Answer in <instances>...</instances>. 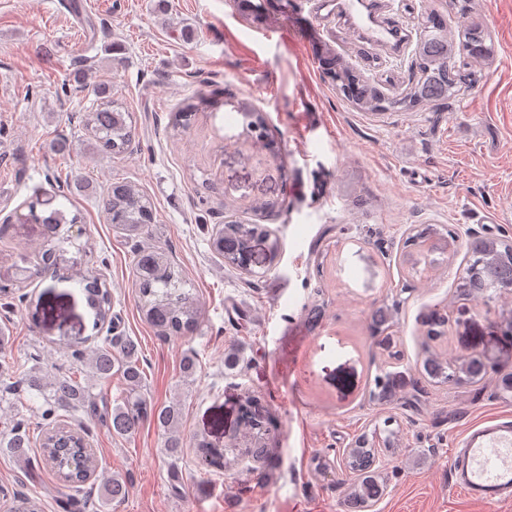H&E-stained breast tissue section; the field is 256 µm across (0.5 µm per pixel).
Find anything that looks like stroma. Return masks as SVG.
Returning <instances> with one entry per match:
<instances>
[{
	"instance_id": "1",
	"label": "stroma",
	"mask_w": 512,
	"mask_h": 512,
	"mask_svg": "<svg viewBox=\"0 0 512 512\" xmlns=\"http://www.w3.org/2000/svg\"><path fill=\"white\" fill-rule=\"evenodd\" d=\"M69 3L48 11L42 0H0V340L16 377L76 372L102 407L123 392L121 376L102 383L72 355L114 332L131 337L145 393L180 401L186 441L173 459L153 423L124 439L80 415L72 426L100 473L77 494L85 512H345V453L388 417L402 440L367 512H512V502L488 509L450 476L466 427L512 416L497 388L512 372V289L483 297L458 286L469 238L512 239V0H372L382 25L399 23L398 47L373 42L343 12L318 22L324 55L390 97L408 89L426 13L452 32L475 24L491 35L494 56L464 95L376 113L337 93L278 10L254 16L234 0ZM102 81L132 115L121 159L92 149L82 128ZM201 93L215 107L173 129V112ZM243 107L262 112L267 140L241 138ZM63 140L69 151H54ZM116 180L152 202L145 241L179 266L201 310L197 334L167 341L145 321L136 243L102 212ZM34 199L73 220L74 244L50 270L33 254L46 232L27 218ZM229 219L275 230L277 256L259 244L250 271L225 264L209 238ZM427 225L432 244H412ZM86 270L110 289L118 326L88 306L77 281ZM384 305L396 312L374 329ZM189 350L198 363L188 377L180 362ZM430 353L454 367L479 357L488 374L432 382L419 371ZM384 372L396 387L381 401L372 391ZM248 396L273 420L271 458L257 473L240 454L254 442L238 420ZM201 438L223 449V470L199 464ZM115 474L131 490L114 508L101 502L100 479ZM70 494L39 449L24 460L0 453V512L20 495L63 512Z\"/></svg>"
}]
</instances>
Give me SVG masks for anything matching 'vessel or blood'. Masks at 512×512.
Masks as SVG:
<instances>
[{"mask_svg":"<svg viewBox=\"0 0 512 512\" xmlns=\"http://www.w3.org/2000/svg\"><path fill=\"white\" fill-rule=\"evenodd\" d=\"M451 479L484 504L512 501V420L469 429L453 452Z\"/></svg>","mask_w":512,"mask_h":512,"instance_id":"b4317fda","label":"vessel or blood"}]
</instances>
